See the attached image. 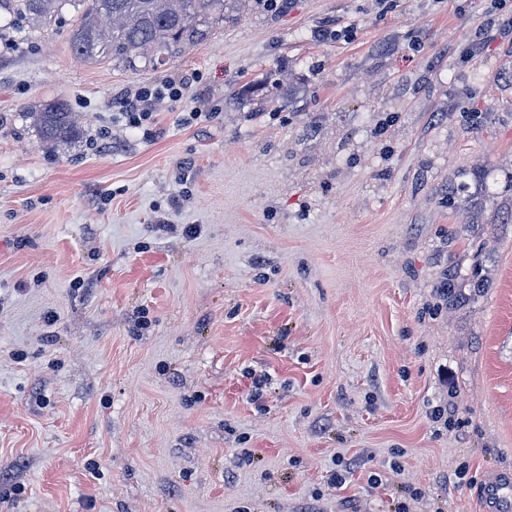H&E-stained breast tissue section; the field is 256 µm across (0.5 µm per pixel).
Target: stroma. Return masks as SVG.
<instances>
[{
	"label": "stroma",
	"instance_id": "1",
	"mask_svg": "<svg viewBox=\"0 0 512 512\" xmlns=\"http://www.w3.org/2000/svg\"><path fill=\"white\" fill-rule=\"evenodd\" d=\"M499 13L225 0L134 69L77 58L69 6L0 28V512H484L512 476ZM187 88L183 80H171L168 83L153 89L143 88L135 94L134 98L124 102L121 112H118L131 126H141L144 121L150 120L157 102L168 98L177 101ZM29 116L42 139L53 148L68 145L79 134L76 119L63 101L46 102ZM481 495L487 508L496 512L512 510V481L507 476L494 478L486 482Z\"/></svg>",
	"mask_w": 512,
	"mask_h": 512
}]
</instances>
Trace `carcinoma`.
<instances>
[{
	"instance_id": "1",
	"label": "carcinoma",
	"mask_w": 512,
	"mask_h": 512,
	"mask_svg": "<svg viewBox=\"0 0 512 512\" xmlns=\"http://www.w3.org/2000/svg\"><path fill=\"white\" fill-rule=\"evenodd\" d=\"M70 0H0V12L45 21ZM70 33L72 50L93 62L110 59L128 67L153 64L202 42L204 23L224 12V0H87ZM42 139L57 148L72 142L79 126L67 104L49 101L29 113Z\"/></svg>"
}]
</instances>
